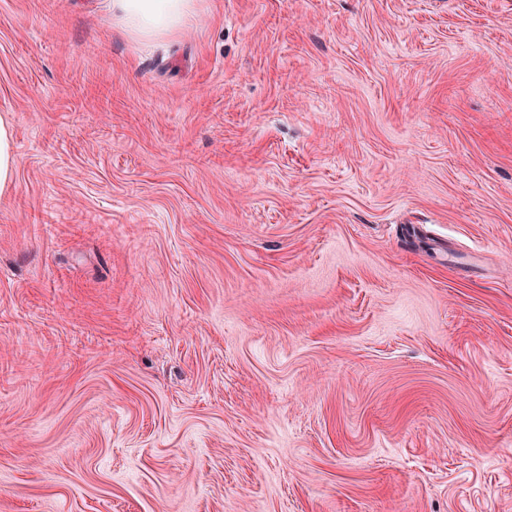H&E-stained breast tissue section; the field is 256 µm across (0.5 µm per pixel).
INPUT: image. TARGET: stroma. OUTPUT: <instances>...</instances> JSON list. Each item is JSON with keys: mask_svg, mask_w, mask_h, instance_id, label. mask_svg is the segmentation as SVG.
I'll return each mask as SVG.
<instances>
[{"mask_svg": "<svg viewBox=\"0 0 512 512\" xmlns=\"http://www.w3.org/2000/svg\"><path fill=\"white\" fill-rule=\"evenodd\" d=\"M0 0V512H512V0ZM197 0H113L112 14L133 38L179 33L196 13ZM17 167V155L11 124L6 116L0 115V194L10 188Z\"/></svg>", "mask_w": 512, "mask_h": 512, "instance_id": "stroma-1", "label": "stroma"}]
</instances>
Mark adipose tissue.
Returning <instances> with one entry per match:
<instances>
[{
  "instance_id": "ef3b65f1",
  "label": "adipose tissue",
  "mask_w": 512,
  "mask_h": 512,
  "mask_svg": "<svg viewBox=\"0 0 512 512\" xmlns=\"http://www.w3.org/2000/svg\"><path fill=\"white\" fill-rule=\"evenodd\" d=\"M197 7V0H112V13L122 28L140 39L179 33Z\"/></svg>"
}]
</instances>
